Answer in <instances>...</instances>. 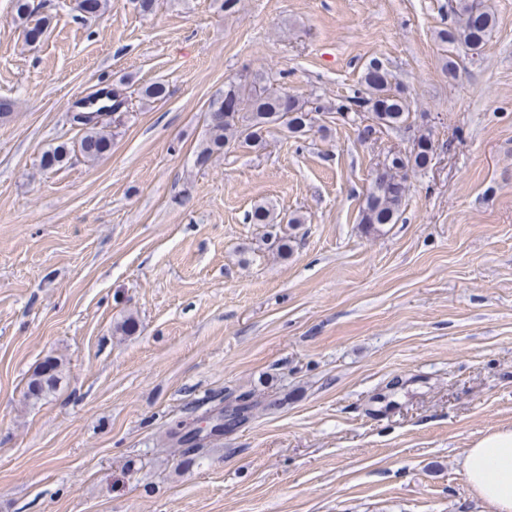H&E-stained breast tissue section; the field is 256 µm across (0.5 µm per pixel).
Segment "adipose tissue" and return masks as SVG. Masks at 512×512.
Here are the masks:
<instances>
[{
	"label": "adipose tissue",
	"instance_id": "obj_1",
	"mask_svg": "<svg viewBox=\"0 0 512 512\" xmlns=\"http://www.w3.org/2000/svg\"><path fill=\"white\" fill-rule=\"evenodd\" d=\"M463 466L468 484L493 512H512V427L473 442Z\"/></svg>",
	"mask_w": 512,
	"mask_h": 512
}]
</instances>
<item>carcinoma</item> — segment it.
<instances>
[{
	"label": "carcinoma",
	"mask_w": 512,
	"mask_h": 512,
	"mask_svg": "<svg viewBox=\"0 0 512 512\" xmlns=\"http://www.w3.org/2000/svg\"><path fill=\"white\" fill-rule=\"evenodd\" d=\"M111 6V0H78L80 12L87 15H100ZM17 17L25 24L28 37H41L48 29L51 18L40 14L31 6L30 0H15ZM452 12L456 20L442 32L441 40L452 46H461L470 56L482 53L495 24L486 0H455ZM365 90L357 91L348 98V104L341 109L352 107L370 112L372 124L364 126L361 136L369 139L376 129H401L410 118V102L401 90H392L391 74L378 62L369 64L363 77ZM106 96L108 111L116 115L129 111V102L107 86L91 93V96ZM103 107L93 110L95 117L79 121L82 131L78 142L80 155L95 161L112 147V134L107 131L111 123L97 117ZM319 111V107L309 106L299 98L269 89L253 90L248 83L231 82L224 88V96L212 102L206 112L207 138L198 152L201 163L212 156L221 155L231 144L240 142L257 144L263 133L272 129L283 130L293 136L307 132L309 113ZM418 148L414 152L396 154L375 173L368 188L360 211V223L371 230L384 224L397 223L403 199L407 192L409 173L427 166L433 143L430 135L422 133L416 137ZM72 149L62 143L45 150L40 159L43 169H55L70 159ZM251 224H273L276 221L273 209L266 204H258L248 213ZM62 363L50 358L44 361L33 373L28 383V394L39 400L56 385Z\"/></svg>",
	"instance_id": "cac0c4a2"
}]
</instances>
